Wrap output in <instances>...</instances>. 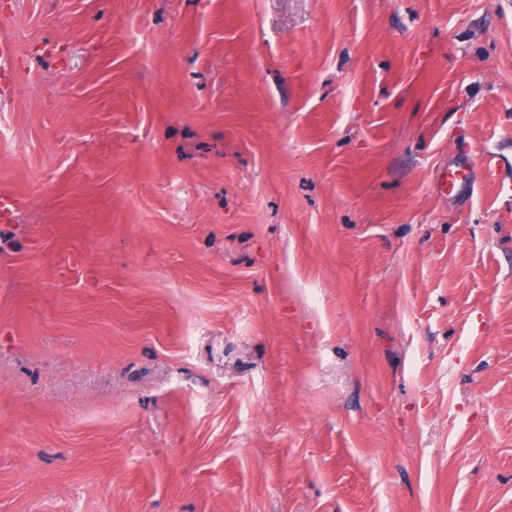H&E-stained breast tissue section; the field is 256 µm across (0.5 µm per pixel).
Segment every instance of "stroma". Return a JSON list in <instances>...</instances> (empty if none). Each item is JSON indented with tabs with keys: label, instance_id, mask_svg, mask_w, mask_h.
<instances>
[{
	"label": "stroma",
	"instance_id": "stroma-1",
	"mask_svg": "<svg viewBox=\"0 0 512 512\" xmlns=\"http://www.w3.org/2000/svg\"><path fill=\"white\" fill-rule=\"evenodd\" d=\"M1 36L0 512H512V0ZM471 174L472 170L469 159L464 158L458 165L450 166L443 170L440 178L441 187L446 191L449 189L451 192H459L469 185Z\"/></svg>",
	"mask_w": 512,
	"mask_h": 512
}]
</instances>
